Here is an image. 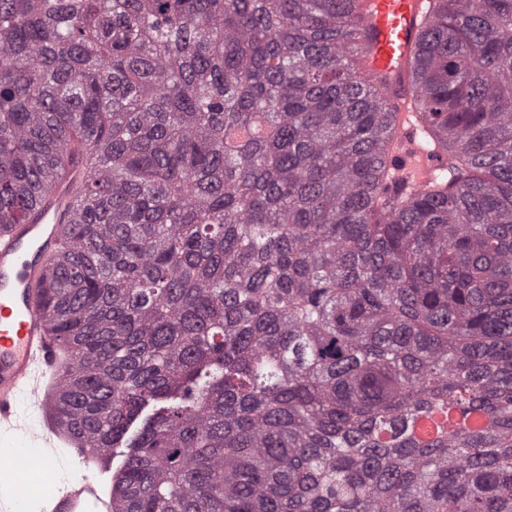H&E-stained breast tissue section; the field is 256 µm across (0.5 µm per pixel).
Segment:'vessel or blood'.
<instances>
[{
  "mask_svg": "<svg viewBox=\"0 0 512 512\" xmlns=\"http://www.w3.org/2000/svg\"><path fill=\"white\" fill-rule=\"evenodd\" d=\"M433 0H370L363 18V67L396 114L389 163L415 189L448 166L430 150L411 106V63ZM60 187L26 223L0 232V512H112L105 469L50 411L60 350L38 307L41 257L53 250L71 208Z\"/></svg>",
  "mask_w": 512,
  "mask_h": 512,
  "instance_id": "obj_1",
  "label": "vessel or blood"
}]
</instances>
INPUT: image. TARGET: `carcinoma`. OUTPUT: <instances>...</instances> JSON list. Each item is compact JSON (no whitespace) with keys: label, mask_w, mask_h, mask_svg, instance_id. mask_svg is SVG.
<instances>
[{"label":"carcinoma","mask_w":512,"mask_h":512,"mask_svg":"<svg viewBox=\"0 0 512 512\" xmlns=\"http://www.w3.org/2000/svg\"><path fill=\"white\" fill-rule=\"evenodd\" d=\"M367 0H0V226L112 512H512V0H436L393 182Z\"/></svg>","instance_id":"1"}]
</instances>
